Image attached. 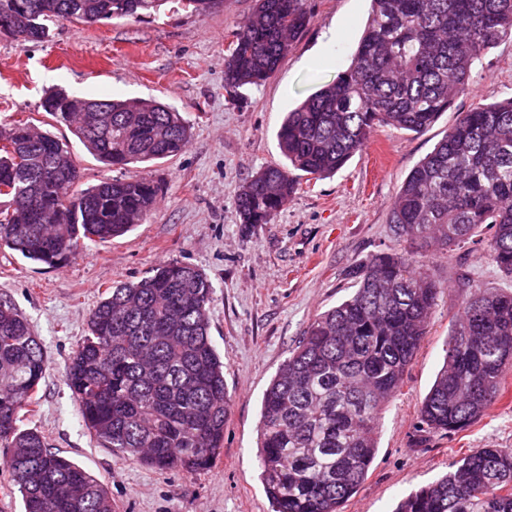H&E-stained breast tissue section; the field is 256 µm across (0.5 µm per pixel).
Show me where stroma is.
I'll return each instance as SVG.
<instances>
[{"label": "stroma", "mask_w": 512, "mask_h": 512, "mask_svg": "<svg viewBox=\"0 0 512 512\" xmlns=\"http://www.w3.org/2000/svg\"><path fill=\"white\" fill-rule=\"evenodd\" d=\"M306 5L311 23L276 73L234 94L224 85L225 50L256 0H221L203 15L167 5L152 16L57 22L42 43L0 34V128L22 121L64 139L81 171L79 189L124 171L98 162L42 111L46 92L155 99L191 127L181 154L143 168L160 193L127 234L82 244L56 269L0 248V298L29 321L47 357L38 404L20 425L41 432L52 450L102 481L115 512H272L257 465L263 394L316 316L352 294L353 267L381 251L421 261L440 292L400 393L378 415L373 465L343 512H393L469 450L512 448V376L495 405L463 432L427 435L417 418L443 364L463 282L512 292V278L491 262L481 237L451 252L434 241L420 249L398 240L389 221L408 174L459 114L512 94V41L478 62L474 94L457 98L432 126L419 133L379 129L336 175L304 183L272 223L245 224L237 207L241 186L282 162L277 131L284 116L350 66L371 11L370 0ZM173 261L196 267L213 286L210 335L231 397L224 449L195 475L151 469L100 447L65 380L102 293Z\"/></svg>", "instance_id": "stroma-1"}]
</instances>
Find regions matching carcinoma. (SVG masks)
I'll return each mask as SVG.
<instances>
[{"label":"carcinoma","instance_id":"cac0c4a2","mask_svg":"<svg viewBox=\"0 0 512 512\" xmlns=\"http://www.w3.org/2000/svg\"><path fill=\"white\" fill-rule=\"evenodd\" d=\"M26 4L5 33L28 42L49 23L151 15L168 0H0ZM306 0H256L231 34L224 83L259 85L308 28ZM512 40V0H371L350 67L288 113L277 133L285 164L240 189L245 224H269L301 186L342 169L380 127L419 133L473 93V66ZM43 111L107 166L173 158L190 132L155 100L48 94ZM0 247L55 267L79 241L107 242L141 223L159 186L144 175L104 179L59 202L80 180L68 146L18 121L0 130ZM22 163H17L16 158ZM390 223L401 237L458 247L484 229L491 261L512 277V96L462 112L403 182ZM356 288L316 317L265 391L258 465L274 512H342L377 452L379 410L402 387L439 286L401 253H378L352 273ZM212 286L170 262L118 283L91 311L66 381L85 427L104 448L157 469L194 474L224 449L230 396L210 338ZM47 361L27 319L0 299V444L24 512H113L104 484L45 437L18 425L37 401ZM512 373V293L474 286L446 342L444 364L418 409L421 432L454 435L481 418ZM395 512H512V448H477Z\"/></svg>","mask_w":512,"mask_h":512}]
</instances>
